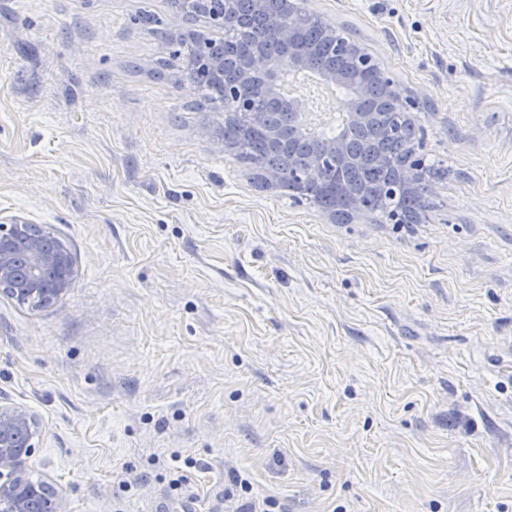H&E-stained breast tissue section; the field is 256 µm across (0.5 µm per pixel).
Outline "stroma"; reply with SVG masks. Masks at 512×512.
<instances>
[{"instance_id": "obj_1", "label": "stroma", "mask_w": 512, "mask_h": 512, "mask_svg": "<svg viewBox=\"0 0 512 512\" xmlns=\"http://www.w3.org/2000/svg\"><path fill=\"white\" fill-rule=\"evenodd\" d=\"M170 0H0V224L74 284L0 293V404L70 512H512V0H306L445 168L414 224L258 189ZM29 229L40 235H30L28 224L15 220L12 224L0 225V291H7L13 297L38 303L42 306L53 304L67 294L73 286V259L63 245L53 247L47 242L50 234H42L35 224ZM26 237L24 268H19L15 244ZM55 272L52 284L46 285L48 272Z\"/></svg>"}]
</instances>
